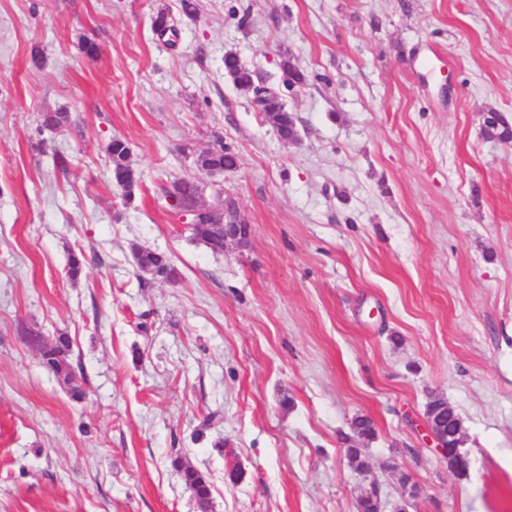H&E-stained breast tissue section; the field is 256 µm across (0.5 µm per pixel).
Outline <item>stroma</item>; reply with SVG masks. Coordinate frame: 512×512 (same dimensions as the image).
<instances>
[{
	"label": "stroma",
	"mask_w": 512,
	"mask_h": 512,
	"mask_svg": "<svg viewBox=\"0 0 512 512\" xmlns=\"http://www.w3.org/2000/svg\"><path fill=\"white\" fill-rule=\"evenodd\" d=\"M195 2L0 0V512H199L183 464L208 512H358L373 485L380 512H512V143L481 131L490 110L512 123V0ZM229 51L296 142L225 76ZM220 142L237 168L196 167ZM183 177L235 198L248 247L195 239L158 191ZM31 328L69 336L82 399ZM437 398L463 467L425 430ZM224 73L237 90L245 94H252L253 97L262 95L259 98L261 110L282 139L289 140L295 136L294 114L286 109L280 95L271 88H261L256 85L252 71L233 52L224 55ZM106 151L112 165L113 179L116 184L124 190L125 199H127V201H131L138 178L136 171L129 161V147L124 141L115 138L110 141ZM133 258L137 268L144 273H150L169 281L176 280L179 275L175 265L161 252L135 247ZM181 471L185 485L192 491L202 511H206L211 499V484L208 476L192 467L181 468Z\"/></svg>",
	"instance_id": "stroma-1"
}]
</instances>
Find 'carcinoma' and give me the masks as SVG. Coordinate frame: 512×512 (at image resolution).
Wrapping results in <instances>:
<instances>
[{"mask_svg":"<svg viewBox=\"0 0 512 512\" xmlns=\"http://www.w3.org/2000/svg\"><path fill=\"white\" fill-rule=\"evenodd\" d=\"M224 73L233 82L237 90L259 97L262 112L266 119L276 128L284 140L295 136L296 120L289 112L280 95L271 88L259 87L254 83L252 71L244 65L238 56L229 52L224 55ZM112 165V176L116 184L124 190V197L132 200L133 191L138 182L136 171L129 161L130 150L124 141L114 138L106 148ZM196 164L206 171H231L237 168L238 159L234 152L219 144V147L202 152L196 156ZM163 197L177 196L185 202L202 199L203 188L193 179H179L160 187ZM234 206V200L216 196L214 202L207 205L208 213L203 220L205 224L224 223V207ZM195 237L212 253L224 252V235L193 228ZM133 258L137 268L144 272L174 281L178 277V269L163 253L151 249L136 247ZM70 344L65 336H56L46 340L40 348L39 355L42 365L64 383L70 385L71 396L81 395V386L72 370L69 360ZM185 485L192 491L201 509H206L211 499V484L208 476L195 468L182 469Z\"/></svg>","mask_w":512,"mask_h":512,"instance_id":"cac0c4a2","label":"carcinoma"}]
</instances>
